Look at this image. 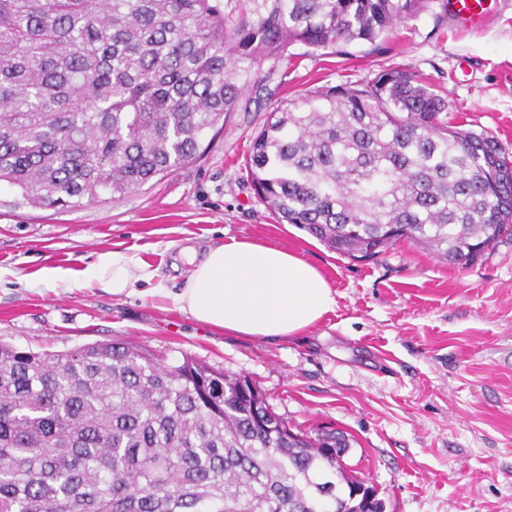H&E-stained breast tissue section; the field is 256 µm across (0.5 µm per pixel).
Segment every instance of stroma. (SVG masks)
<instances>
[{
  "instance_id": "1",
  "label": "stroma",
  "mask_w": 512,
  "mask_h": 512,
  "mask_svg": "<svg viewBox=\"0 0 512 512\" xmlns=\"http://www.w3.org/2000/svg\"><path fill=\"white\" fill-rule=\"evenodd\" d=\"M479 30L440 0L376 44L252 64L251 82L202 153L121 196L70 208L28 205L0 185V341L66 351L125 341L171 362L188 356L249 378L290 426L351 438L386 512H512V239L468 265L401 243L353 261L298 225L279 224L245 167L269 112L322 86L356 85L384 69L419 74L448 100V119L494 136L512 156V0H488ZM287 249L314 265L336 309L299 335L264 339L205 326L177 309L190 267L230 238ZM119 250L145 263L166 295L115 296L46 280Z\"/></svg>"
}]
</instances>
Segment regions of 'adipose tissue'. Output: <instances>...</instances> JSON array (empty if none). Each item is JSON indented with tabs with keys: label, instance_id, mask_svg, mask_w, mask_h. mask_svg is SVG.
Instances as JSON below:
<instances>
[{
	"label": "adipose tissue",
	"instance_id": "adipose-tissue-1",
	"mask_svg": "<svg viewBox=\"0 0 512 512\" xmlns=\"http://www.w3.org/2000/svg\"><path fill=\"white\" fill-rule=\"evenodd\" d=\"M191 267L174 304L200 323L242 336L287 338L312 327L336 306L327 279L313 265L275 246L230 239L204 256L185 249ZM147 267L120 251L100 253L81 281L122 295L152 279Z\"/></svg>",
	"mask_w": 512,
	"mask_h": 512
}]
</instances>
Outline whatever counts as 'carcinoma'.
I'll list each match as a JSON object with an SVG mask.
<instances>
[{
  "instance_id": "carcinoma-1",
  "label": "carcinoma",
  "mask_w": 512,
  "mask_h": 512,
  "mask_svg": "<svg viewBox=\"0 0 512 512\" xmlns=\"http://www.w3.org/2000/svg\"><path fill=\"white\" fill-rule=\"evenodd\" d=\"M0 0V183L34 206L123 195L196 158L248 65L385 39L429 0ZM260 201L338 254L467 264L512 235V161L405 70L269 112ZM247 377L124 342L0 344V512H322L361 483L342 431L291 434Z\"/></svg>"
}]
</instances>
